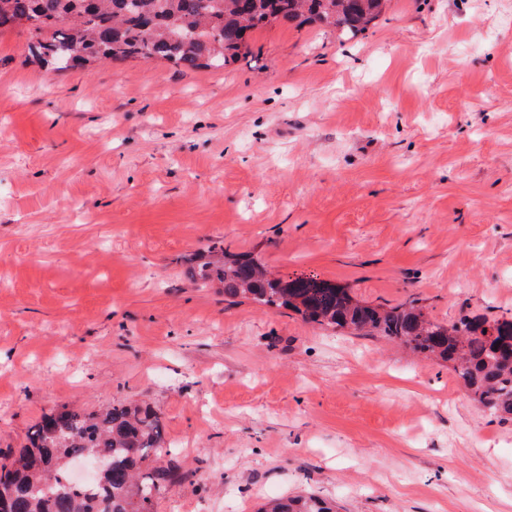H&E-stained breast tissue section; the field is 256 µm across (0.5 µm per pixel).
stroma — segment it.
<instances>
[{"mask_svg": "<svg viewBox=\"0 0 512 512\" xmlns=\"http://www.w3.org/2000/svg\"><path fill=\"white\" fill-rule=\"evenodd\" d=\"M512 0H388L357 40L255 31L219 72L46 73L0 34V451L150 403L154 512H512V420L378 336L200 287L213 242L433 319L512 318ZM258 512H333V509L313 494H299L269 501Z\"/></svg>", "mask_w": 512, "mask_h": 512, "instance_id": "35a3bbf8", "label": "stroma"}]
</instances>
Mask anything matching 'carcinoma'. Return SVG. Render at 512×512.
Listing matches in <instances>:
<instances>
[{
    "instance_id": "1",
    "label": "carcinoma",
    "mask_w": 512,
    "mask_h": 512,
    "mask_svg": "<svg viewBox=\"0 0 512 512\" xmlns=\"http://www.w3.org/2000/svg\"><path fill=\"white\" fill-rule=\"evenodd\" d=\"M384 0H0V32L32 19L30 54L62 72L96 61L164 60L185 70L220 69L247 48L248 33L274 23L318 24L352 39L380 14ZM195 276L218 280L227 299L291 308L314 323L381 336L425 359L453 364L463 385L492 415L512 418V320L465 316L432 320L416 305L357 300L314 276L282 279L249 254L227 257L220 242ZM161 420L148 404L99 411L63 406L33 425L26 444L0 462V497L14 512H153L174 467H143L163 452ZM100 457L99 482L71 480L72 465ZM258 512H333L313 494L264 504Z\"/></svg>"
}]
</instances>
